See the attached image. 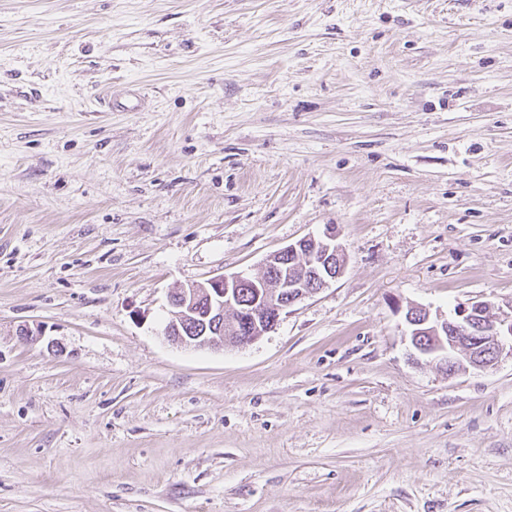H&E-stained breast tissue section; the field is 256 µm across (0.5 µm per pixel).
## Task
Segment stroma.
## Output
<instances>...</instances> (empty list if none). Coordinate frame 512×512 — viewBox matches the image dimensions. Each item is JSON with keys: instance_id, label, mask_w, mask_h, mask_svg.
Listing matches in <instances>:
<instances>
[{"instance_id": "stroma-1", "label": "stroma", "mask_w": 512, "mask_h": 512, "mask_svg": "<svg viewBox=\"0 0 512 512\" xmlns=\"http://www.w3.org/2000/svg\"><path fill=\"white\" fill-rule=\"evenodd\" d=\"M329 224L274 330L165 338ZM474 300L512 310V0H0V512H512V353L403 335ZM346 265L336 227L326 225L322 235L304 236L269 254L259 275L219 274L171 291L164 335L190 349L245 347L272 331L289 307L339 278ZM243 288L253 293L249 304L239 302ZM228 309L232 320L226 319Z\"/></svg>"}]
</instances>
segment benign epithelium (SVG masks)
<instances>
[{"instance_id": "7a95c632", "label": "benign epithelium", "mask_w": 512, "mask_h": 512, "mask_svg": "<svg viewBox=\"0 0 512 512\" xmlns=\"http://www.w3.org/2000/svg\"><path fill=\"white\" fill-rule=\"evenodd\" d=\"M347 257L336 225L269 254L258 275H215L169 293L166 338L190 349L245 347L272 331L289 307L319 293L345 271ZM248 288L253 301L239 302ZM413 354L439 362L444 372L487 370L512 337V313L490 314L485 301L457 305L451 314L410 306L404 314Z\"/></svg>"}]
</instances>
